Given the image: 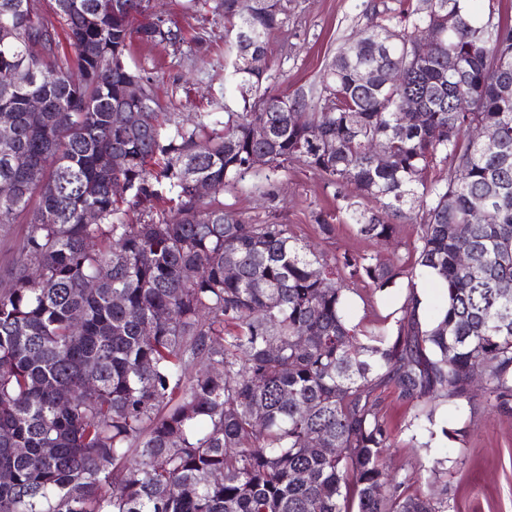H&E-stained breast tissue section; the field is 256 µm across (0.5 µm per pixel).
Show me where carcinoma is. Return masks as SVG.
Returning a JSON list of instances; mask_svg holds the SVG:
<instances>
[{
    "label": "carcinoma",
    "instance_id": "obj_1",
    "mask_svg": "<svg viewBox=\"0 0 512 512\" xmlns=\"http://www.w3.org/2000/svg\"><path fill=\"white\" fill-rule=\"evenodd\" d=\"M42 2L0 0V120L13 128L0 139V224H27L0 287V512H452L438 468L427 493L385 468L378 391L393 387L431 422V402L471 403L481 374L484 407L512 412V23L473 0H423L363 30L315 98L265 93L222 121L201 112L172 125L126 57L136 40H180L174 23L144 0H59L51 13ZM220 7L233 76L257 88L281 0ZM435 23L444 41L421 55ZM132 82L144 98L126 97ZM408 95L424 111L402 126ZM31 98L44 103L35 119ZM118 100L132 108L125 125ZM255 123L268 140L251 138ZM481 125L494 142L469 136ZM106 154L121 163L106 167ZM254 155L354 186L375 203L349 214L369 238L421 212L414 266L330 262L288 225L224 209L219 195ZM437 161L449 164L443 184L425 177ZM159 200L170 203L161 220L126 223ZM418 270L440 281L432 319L418 312ZM403 277L395 325L389 314L370 332L350 323L349 284L372 296Z\"/></svg>",
    "mask_w": 512,
    "mask_h": 512
}]
</instances>
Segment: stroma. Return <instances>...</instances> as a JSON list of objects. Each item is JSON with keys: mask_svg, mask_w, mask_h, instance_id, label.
I'll use <instances>...</instances> for the list:
<instances>
[{"mask_svg": "<svg viewBox=\"0 0 512 512\" xmlns=\"http://www.w3.org/2000/svg\"><path fill=\"white\" fill-rule=\"evenodd\" d=\"M283 24L267 41L266 73L260 91L316 96L329 64L366 29L374 8H400V0H281ZM214 0H154L152 9L177 23L183 42L134 44L128 64L149 76L160 111L178 122L198 112L223 119L260 91H242L231 80L232 57L225 50L229 25ZM225 208L242 212L257 224L290 225L300 244L328 256L376 254L383 260L412 267L415 223L402 219L398 237L384 241L357 233L345 207L365 208L352 187L330 186L310 169L291 165L272 172L250 173L238 189L225 192ZM335 225L323 238L319 220ZM406 280L368 303L350 293L346 313L351 324L373 329L378 317L399 308ZM381 410L392 433L385 454L389 470L399 476L424 479L433 466L445 471L448 500L455 512H512V414L489 413L466 403L438 404V431L428 434L418 408L397 401L391 390L381 393Z\"/></svg>", "mask_w": 512, "mask_h": 512, "instance_id": "obj_1", "label": "stroma"}]
</instances>
